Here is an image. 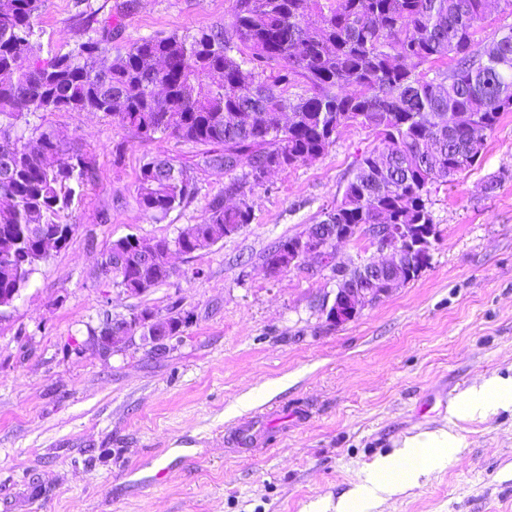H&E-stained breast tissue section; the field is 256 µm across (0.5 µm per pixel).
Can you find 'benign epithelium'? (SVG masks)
<instances>
[{
    "instance_id": "7a95c632",
    "label": "benign epithelium",
    "mask_w": 512,
    "mask_h": 512,
    "mask_svg": "<svg viewBox=\"0 0 512 512\" xmlns=\"http://www.w3.org/2000/svg\"><path fill=\"white\" fill-rule=\"evenodd\" d=\"M371 234L376 250L389 253V259L382 263L352 261L362 276V284L358 286L344 288L342 278L336 277L337 288L333 301L322 302L320 308L332 325L340 326L353 320L365 306L380 301L394 289L402 287L406 253L419 250L425 261L432 260L437 240L434 224H374L371 226ZM358 235L359 226L356 224H338L336 229L324 236L307 233L288 247L284 263L291 268L301 265L305 258L312 256L324 265L334 257L337 243ZM164 324L166 319L151 311L138 316L137 325L131 331L128 330V319H115L95 329L91 342L104 354L119 351L137 338L156 346L166 340V337L160 335Z\"/></svg>"
}]
</instances>
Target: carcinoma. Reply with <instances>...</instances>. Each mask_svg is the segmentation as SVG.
Returning a JSON list of instances; mask_svg holds the SVG:
<instances>
[{
    "instance_id": "carcinoma-1",
    "label": "carcinoma",
    "mask_w": 512,
    "mask_h": 512,
    "mask_svg": "<svg viewBox=\"0 0 512 512\" xmlns=\"http://www.w3.org/2000/svg\"><path fill=\"white\" fill-rule=\"evenodd\" d=\"M37 0H0V291L25 288L44 259L45 239L65 242L60 221L93 165L68 134L31 122L45 112H102L141 138L157 134L210 146L198 160L224 167L228 191L265 183L323 155L340 130L360 125L382 147L362 157L340 201L320 225L431 224L430 186L477 165L487 133L512 112V31L493 33L482 64L478 38L487 0H234L230 29L127 43L112 54V20H85L94 35L43 59L30 19ZM469 114L466 124L445 117ZM242 174H237V171ZM141 210L160 221L189 203L193 177L168 158L143 164ZM246 202L209 201L185 254L210 249L251 223ZM169 239L118 238L107 272L121 288L148 290L172 273ZM189 315L172 312L164 336H180Z\"/></svg>"
}]
</instances>
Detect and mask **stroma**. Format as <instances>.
Listing matches in <instances>:
<instances>
[{"label":"stroma","instance_id":"stroma-1","mask_svg":"<svg viewBox=\"0 0 512 512\" xmlns=\"http://www.w3.org/2000/svg\"><path fill=\"white\" fill-rule=\"evenodd\" d=\"M232 0H39L42 56L78 39V16L121 19L112 40L193 33L231 21ZM91 157L94 178L62 215L76 230L12 307L0 310V512H336L378 457L437 429L456 452L368 512H512V404L450 415L462 392L512 380V112L480 164L436 184L431 264L406 286L330 325L336 279L314 259L268 276L281 239L319 222L375 131L352 126L319 158L273 173L248 196L252 221L210 250L174 256L140 295L100 272L130 233L175 237L230 182L197 168L206 147L130 136L111 117L48 112ZM193 169L194 200L161 221L135 185L142 164ZM143 309L189 321L163 354L134 342L104 356L88 341L105 318Z\"/></svg>","mask_w":512,"mask_h":512}]
</instances>
